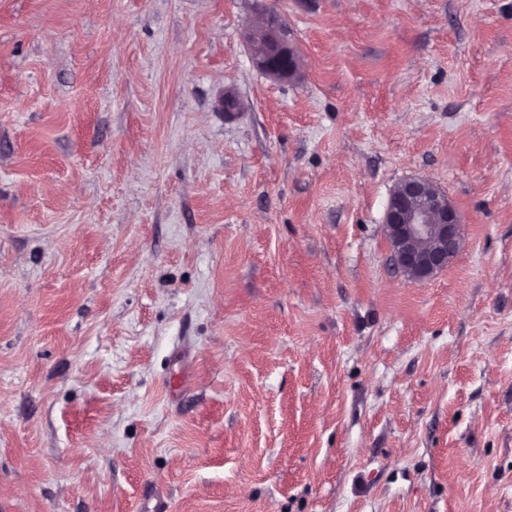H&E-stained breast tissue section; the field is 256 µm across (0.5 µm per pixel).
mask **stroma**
<instances>
[{
    "mask_svg": "<svg viewBox=\"0 0 512 512\" xmlns=\"http://www.w3.org/2000/svg\"><path fill=\"white\" fill-rule=\"evenodd\" d=\"M160 497L512 512V0H0V512ZM265 37V49L251 50L255 66L266 76L278 81H291L299 76L294 49L286 37L285 23L276 13L269 14L260 25ZM384 224L396 265L415 282L445 270L461 248L463 225L455 206L422 177H408L393 188Z\"/></svg>",
    "mask_w": 512,
    "mask_h": 512,
    "instance_id": "35a3bbf8",
    "label": "stroma"
}]
</instances>
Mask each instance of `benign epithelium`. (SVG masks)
Listing matches in <instances>:
<instances>
[{
  "instance_id": "7a95c632",
  "label": "benign epithelium",
  "mask_w": 512,
  "mask_h": 512,
  "mask_svg": "<svg viewBox=\"0 0 512 512\" xmlns=\"http://www.w3.org/2000/svg\"><path fill=\"white\" fill-rule=\"evenodd\" d=\"M265 49L253 50L256 28L244 35L255 66L278 81L299 76L294 49L286 37L285 23L272 13L261 24ZM392 257L404 275L415 282L428 281L448 267L462 244V222L448 195L435 183L411 176L392 190L384 214Z\"/></svg>"
}]
</instances>
